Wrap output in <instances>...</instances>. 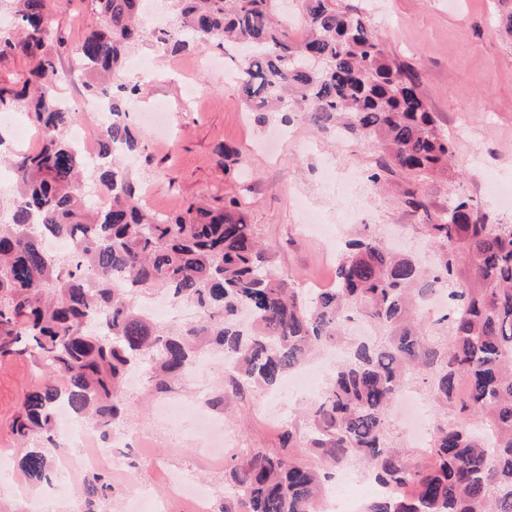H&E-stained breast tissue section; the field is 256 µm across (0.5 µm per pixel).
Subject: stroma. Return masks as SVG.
<instances>
[{"mask_svg":"<svg viewBox=\"0 0 512 512\" xmlns=\"http://www.w3.org/2000/svg\"><path fill=\"white\" fill-rule=\"evenodd\" d=\"M380 2L384 19L374 22L376 33L390 58L417 74L440 130L455 145L446 177L394 174L361 210L345 193L329 200L326 191L345 183L349 174L366 177L374 171L378 152L373 144L353 139L344 153H337L335 135L314 131L297 113L271 115L258 123L244 110L231 76L235 63L222 50L200 44L173 53L149 37L126 57L143 60L154 71L142 106H164L174 138L166 144L138 114H131L143 134L133 173L148 186L152 208L173 213L192 203L220 205L237 197L275 268L299 289L333 287L338 257L334 248L307 236L306 206L323 212L336 208L345 238L353 224L371 225L385 243H396L426 267L433 265L437 249L425 233V213L440 210L450 196L473 197L492 221L512 224V212L502 208L498 197L500 186L512 185V43L498 32L499 0ZM95 21L90 0H62L52 18L53 29L69 44L57 60L59 93L72 124L94 136L99 133L94 116L76 103L84 88L70 85L65 71L76 67L71 49ZM225 145L239 149L241 166L225 169L220 154ZM413 196L425 203V210L409 205ZM34 374L27 358L0 360V448L13 443L11 419ZM206 380L211 393L224 395L221 416L239 451L282 450L285 430L306 428L311 397L304 391L235 394L220 372L209 373ZM159 398L148 383L128 391L131 427L159 431L158 461L190 467L215 495H222L224 473L198 458L195 440L174 443L161 434L155 413ZM0 512H80V492L65 490L60 480L47 490L18 489L10 458L0 463Z\"/></svg>","mask_w":512,"mask_h":512,"instance_id":"stroma-1","label":"stroma"}]
</instances>
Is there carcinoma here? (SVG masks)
Listing matches in <instances>:
<instances>
[{"instance_id":"cac0c4a2","label":"carcinoma","mask_w":512,"mask_h":512,"mask_svg":"<svg viewBox=\"0 0 512 512\" xmlns=\"http://www.w3.org/2000/svg\"><path fill=\"white\" fill-rule=\"evenodd\" d=\"M21 37L0 35V54L33 61L20 89L0 87V106L22 102L43 132L33 151L15 152L6 220H0V359L25 356L44 380L32 384L15 414L12 455L22 484H52L66 452L55 412L74 415L107 439L125 421L124 385L147 366L159 392L186 376L203 350L233 361L240 390H271L322 347L347 343L348 355L309 408L307 449L315 466L293 454L262 451L224 468L233 494L215 512H324L330 471L361 460L388 495L366 512H512V224L489 221L473 199L457 196L428 216L438 245L434 269L395 253L371 233L347 243L336 286L302 292L272 270L255 225L236 200L189 205L178 214L147 207L114 146L138 150L129 100L103 85L127 51L142 42V0H91L97 27L76 46L89 97L109 99L112 121L101 159L91 168L68 136L70 112L56 90L51 18L59 0H10ZM177 30L156 39L181 52L188 39L248 50L236 62L248 112L259 122L301 112L321 133L361 138L381 155L369 182L384 175H441L455 155L417 78L389 59L369 16L342 0H301L302 34L276 21L275 0H170ZM87 172L111 198L99 210L81 192ZM64 235L71 253H47L43 239ZM471 273L460 276V261ZM162 291L190 303L198 317L167 326L145 316L136 296ZM450 302L444 334L429 336L415 319L425 298ZM381 328L380 341L349 336L354 318ZM419 375L443 409L469 412L481 427L439 423L420 463L391 440L387 409ZM84 512H112V474L98 469L80 489Z\"/></svg>"}]
</instances>
